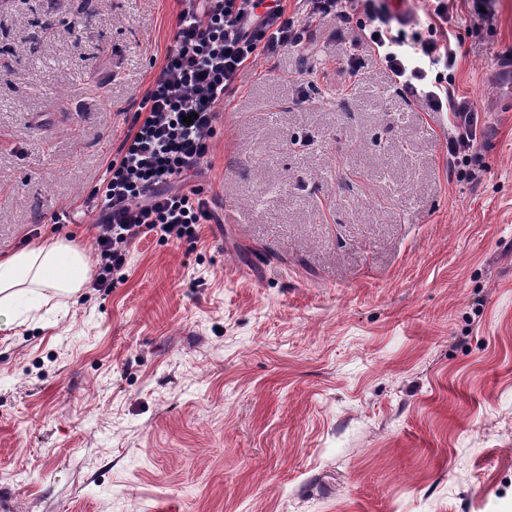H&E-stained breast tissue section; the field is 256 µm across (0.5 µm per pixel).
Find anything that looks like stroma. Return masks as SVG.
<instances>
[{
  "label": "stroma",
  "instance_id": "35a3bbf8",
  "mask_svg": "<svg viewBox=\"0 0 512 512\" xmlns=\"http://www.w3.org/2000/svg\"><path fill=\"white\" fill-rule=\"evenodd\" d=\"M181 8L0 0V256L93 253L91 190ZM493 12L448 0L475 180L363 11L245 70L200 165L216 222L0 331V512H512V0Z\"/></svg>",
  "mask_w": 512,
  "mask_h": 512
}]
</instances>
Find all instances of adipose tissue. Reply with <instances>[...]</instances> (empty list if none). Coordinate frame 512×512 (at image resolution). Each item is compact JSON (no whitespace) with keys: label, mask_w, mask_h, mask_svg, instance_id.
I'll list each match as a JSON object with an SVG mask.
<instances>
[{"label":"adipose tissue","mask_w":512,"mask_h":512,"mask_svg":"<svg viewBox=\"0 0 512 512\" xmlns=\"http://www.w3.org/2000/svg\"><path fill=\"white\" fill-rule=\"evenodd\" d=\"M90 278L84 250L58 239L0 258V330L17 326L18 301L25 296L43 302L54 297H76Z\"/></svg>","instance_id":"ef3b65f1"}]
</instances>
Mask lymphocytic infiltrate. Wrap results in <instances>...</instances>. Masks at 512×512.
I'll use <instances>...</instances> for the list:
<instances>
[{"label": "lymphocytic infiltrate", "instance_id": "f902f5d3", "mask_svg": "<svg viewBox=\"0 0 512 512\" xmlns=\"http://www.w3.org/2000/svg\"><path fill=\"white\" fill-rule=\"evenodd\" d=\"M305 21L288 17L281 0H185L172 43L149 88L136 103L128 131L94 189L103 201L94 237V288H112L126 268L130 248L148 235L197 241L214 214L201 189L186 181L207 156L225 90L259 55L297 47L312 21L335 10L339 0H311ZM371 9L374 54L397 89L424 111L453 117L449 160L470 163L478 116L455 94V42L441 43L447 0H431L426 35L393 29L386 7Z\"/></svg>", "mask_w": 512, "mask_h": 512}]
</instances>
